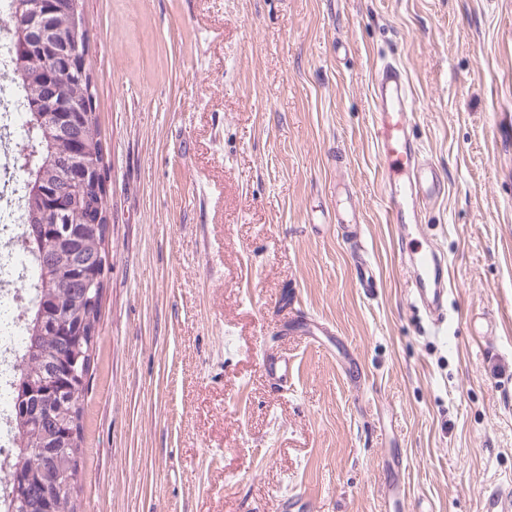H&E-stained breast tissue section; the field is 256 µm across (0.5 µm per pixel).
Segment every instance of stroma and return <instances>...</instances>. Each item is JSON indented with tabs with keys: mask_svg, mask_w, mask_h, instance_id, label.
<instances>
[{
	"mask_svg": "<svg viewBox=\"0 0 512 512\" xmlns=\"http://www.w3.org/2000/svg\"><path fill=\"white\" fill-rule=\"evenodd\" d=\"M83 10L112 268L78 512H488L512 492V0ZM382 61L446 185L412 242L448 259L438 325L384 219Z\"/></svg>",
	"mask_w": 512,
	"mask_h": 512,
	"instance_id": "stroma-1",
	"label": "stroma"
}]
</instances>
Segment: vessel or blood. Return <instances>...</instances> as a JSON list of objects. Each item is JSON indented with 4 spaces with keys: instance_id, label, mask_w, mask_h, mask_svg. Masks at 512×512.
Here are the masks:
<instances>
[{
    "instance_id": "vessel-or-blood-1",
    "label": "vessel or blood",
    "mask_w": 512,
    "mask_h": 512,
    "mask_svg": "<svg viewBox=\"0 0 512 512\" xmlns=\"http://www.w3.org/2000/svg\"><path fill=\"white\" fill-rule=\"evenodd\" d=\"M374 103L372 141L381 166L384 213L400 237L419 230L423 215L441 192L435 168L422 160L421 150L409 133L413 92L403 67L381 64L371 85ZM405 264L414 276L413 293L425 306L439 309L448 265L435 249L408 252Z\"/></svg>"
}]
</instances>
